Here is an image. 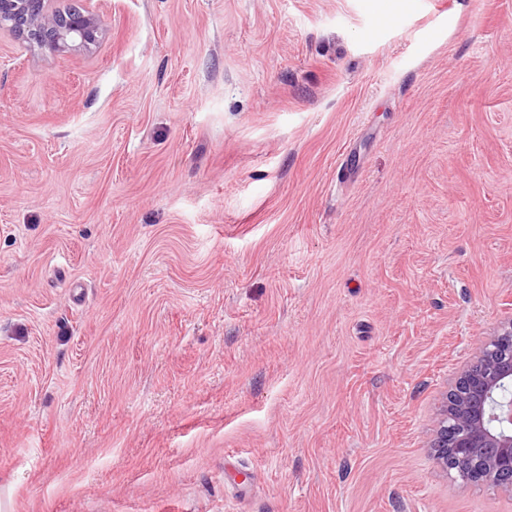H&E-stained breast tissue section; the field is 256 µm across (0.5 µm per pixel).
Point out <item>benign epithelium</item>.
<instances>
[{
	"label": "benign epithelium",
	"mask_w": 512,
	"mask_h": 512,
	"mask_svg": "<svg viewBox=\"0 0 512 512\" xmlns=\"http://www.w3.org/2000/svg\"><path fill=\"white\" fill-rule=\"evenodd\" d=\"M53 0H0V30L63 53L96 43L101 17L59 11ZM433 458L467 482L512 494V318L478 344L474 362L449 390L431 441Z\"/></svg>",
	"instance_id": "1"
}]
</instances>
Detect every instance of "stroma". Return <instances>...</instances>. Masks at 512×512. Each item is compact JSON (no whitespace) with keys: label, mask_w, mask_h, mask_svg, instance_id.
<instances>
[{"label":"stroma","mask_w":512,"mask_h":512,"mask_svg":"<svg viewBox=\"0 0 512 512\" xmlns=\"http://www.w3.org/2000/svg\"><path fill=\"white\" fill-rule=\"evenodd\" d=\"M54 6L105 34L0 31V512H512L429 450L512 317V0Z\"/></svg>","instance_id":"1"}]
</instances>
